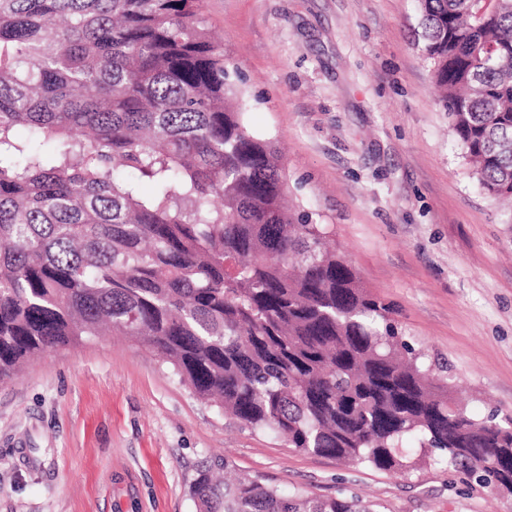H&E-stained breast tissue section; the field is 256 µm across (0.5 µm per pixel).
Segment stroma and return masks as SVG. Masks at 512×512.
<instances>
[{"label": "stroma", "instance_id": "1", "mask_svg": "<svg viewBox=\"0 0 512 512\" xmlns=\"http://www.w3.org/2000/svg\"><path fill=\"white\" fill-rule=\"evenodd\" d=\"M289 201L478 415H512V224L454 136L417 0H202ZM385 512H512L446 469L400 476L288 448L196 398L152 349L95 336L0 384V512H200L204 468Z\"/></svg>", "mask_w": 512, "mask_h": 512}]
</instances>
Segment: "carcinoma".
I'll use <instances>...</instances> for the list:
<instances>
[{"instance_id": "cac0c4a2", "label": "carcinoma", "mask_w": 512, "mask_h": 512, "mask_svg": "<svg viewBox=\"0 0 512 512\" xmlns=\"http://www.w3.org/2000/svg\"><path fill=\"white\" fill-rule=\"evenodd\" d=\"M418 0L481 187L512 198V0ZM200 0H0V382L87 336L156 350L190 391L302 453L434 462L512 494V416L472 414L328 224L285 203ZM204 512H381L200 471Z\"/></svg>"}]
</instances>
